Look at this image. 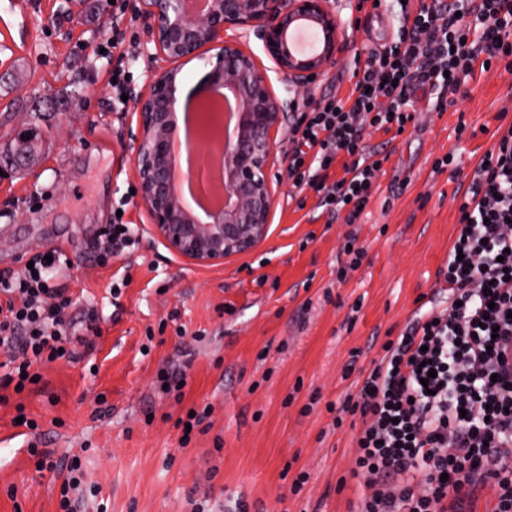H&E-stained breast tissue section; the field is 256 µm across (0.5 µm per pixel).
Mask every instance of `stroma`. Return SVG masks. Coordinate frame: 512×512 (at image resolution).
<instances>
[{
  "label": "stroma",
  "mask_w": 512,
  "mask_h": 512,
  "mask_svg": "<svg viewBox=\"0 0 512 512\" xmlns=\"http://www.w3.org/2000/svg\"><path fill=\"white\" fill-rule=\"evenodd\" d=\"M357 3L329 0L346 35L335 65L304 89L276 71L255 34L242 38L286 114L305 95H345L358 56L396 37L395 0L380 19ZM111 16L109 0H0V270L60 249L71 315L96 311L102 329L75 345L76 361L45 368L40 388L0 404V436L18 433L57 455L88 448L85 479L107 512H355L360 419L342 404L358 399L383 344L421 305L447 307L438 271L473 169L497 128L512 123V76L476 72L442 112L417 93L404 133L366 131L386 160L354 224L330 219L314 191L291 199L280 130L267 238L204 268L154 235L135 192L136 100L158 67L139 0H126L116 26L106 25ZM116 31L133 48L121 62L100 54ZM119 63L135 83L116 112L108 81ZM29 117L40 138L33 162L16 171L7 153ZM448 153L454 168L435 172ZM119 209L137 243L105 257L98 241ZM350 240L365 250L356 264L344 251ZM182 365L188 385L178 404L153 381ZM20 405L38 430L14 424ZM191 407L210 408L209 427L184 446L176 421ZM60 484L19 451L0 460V512H59Z\"/></svg>",
  "instance_id": "35a3bbf8"
}]
</instances>
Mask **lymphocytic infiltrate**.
Wrapping results in <instances>:
<instances>
[{"label": "lymphocytic infiltrate", "instance_id": "obj_1", "mask_svg": "<svg viewBox=\"0 0 512 512\" xmlns=\"http://www.w3.org/2000/svg\"><path fill=\"white\" fill-rule=\"evenodd\" d=\"M411 16L390 44L357 62L345 97L302 99L289 129L288 179L312 189L319 205L355 223L372 195L384 159L364 142L366 130L404 133L415 94L445 111L449 92L476 70L512 74V0H406ZM474 169L458 208L457 231L438 278L448 309L411 318L365 377L352 439V472L364 491L358 512H473L478 489L494 482L487 512H512V374L503 346L512 342V124ZM341 178H332L333 168ZM61 251L36 252L33 268L0 271V386L22 393L50 364L76 358L73 343L99 332L96 316L77 320L59 284ZM430 362L435 378L421 383ZM451 454H444V447ZM36 471H60V512H81L83 466L31 446Z\"/></svg>", "mask_w": 512, "mask_h": 512}]
</instances>
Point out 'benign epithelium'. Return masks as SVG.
I'll list each match as a JSON object with an SVG mask.
<instances>
[{
  "instance_id": "benign-epithelium-1",
  "label": "benign epithelium",
  "mask_w": 512,
  "mask_h": 512,
  "mask_svg": "<svg viewBox=\"0 0 512 512\" xmlns=\"http://www.w3.org/2000/svg\"><path fill=\"white\" fill-rule=\"evenodd\" d=\"M141 13L154 58L169 66L158 70L149 93L138 100L134 167L140 200L169 251L200 266H219L267 238L275 196L270 170L284 117L267 71L240 47L235 33L256 30L276 69L306 88L335 63L339 22L327 0H207L199 11L189 0H141ZM194 60L209 71L201 90L183 101L180 73ZM215 89L235 99L238 111H184ZM182 122L190 128L187 151L208 142L220 153L218 207L206 208L178 191L173 143ZM33 142L32 128L19 131L11 153L17 166L30 160Z\"/></svg>"
}]
</instances>
